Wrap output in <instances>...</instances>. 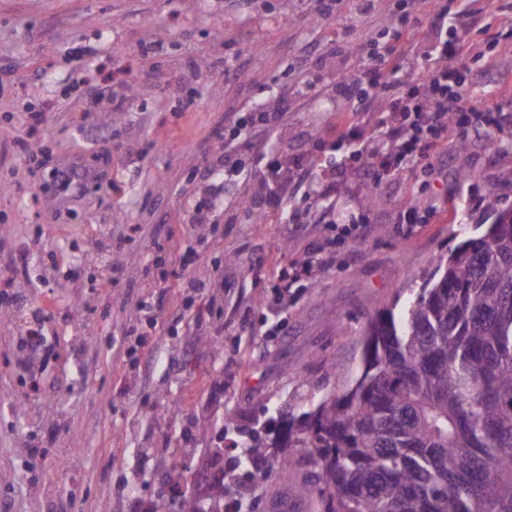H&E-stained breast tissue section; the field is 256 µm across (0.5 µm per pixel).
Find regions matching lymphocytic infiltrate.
Here are the masks:
<instances>
[{
    "mask_svg": "<svg viewBox=\"0 0 512 512\" xmlns=\"http://www.w3.org/2000/svg\"><path fill=\"white\" fill-rule=\"evenodd\" d=\"M391 42L363 53L360 72L337 80V96L352 101L357 111L379 106L382 117L359 154V169L368 187L381 188L388 173L410 159L412 169L433 171L449 136L465 138L470 130L490 125L512 134V111L479 107L466 94L461 68L471 56L467 28L448 29V7L431 16L402 12L392 15ZM295 94L283 89L262 110L249 113L247 123L263 136L284 139ZM312 154L280 153L271 161L274 181L267 193L255 195L258 208L276 204L289 178L306 179Z\"/></svg>",
    "mask_w": 512,
    "mask_h": 512,
    "instance_id": "lymphocytic-infiltrate-1",
    "label": "lymphocytic infiltrate"
}]
</instances>
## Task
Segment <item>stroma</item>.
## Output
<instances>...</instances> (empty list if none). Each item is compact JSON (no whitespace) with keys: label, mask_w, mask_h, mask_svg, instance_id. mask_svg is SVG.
<instances>
[{"label":"stroma","mask_w":512,"mask_h":512,"mask_svg":"<svg viewBox=\"0 0 512 512\" xmlns=\"http://www.w3.org/2000/svg\"><path fill=\"white\" fill-rule=\"evenodd\" d=\"M511 1L450 4L476 18L462 75L481 104L512 108ZM438 6L378 0L363 19L353 0H336L322 19L311 0H0V67L12 75L0 86V512H181L161 478L214 470L215 448L234 455L273 411L305 412L350 387L369 319L475 225L512 210V140L494 127L471 133L463 156L449 141L434 174L406 170L375 191L350 153L379 115L342 126L349 104L329 92L288 115L290 154L311 138L327 146L308 181L264 222L241 221L240 195L259 192L278 150L238 127L241 111L282 84L357 72L353 46L384 43L393 11ZM149 42L155 51L142 53ZM333 42L345 51L327 55ZM255 49L261 64L225 81V62ZM39 111L45 121L30 130ZM230 138L251 176L215 199L216 230L202 240L191 211L210 196L207 171ZM57 167L87 177L63 191L49 178ZM331 180L337 214L366 215L371 230L308 272L309 246L341 226L296 227L287 215ZM415 201L437 213L408 236L396 206ZM284 281L287 301L268 306ZM244 314L246 330L218 335L217 323ZM35 326L49 355L18 347Z\"/></svg>","instance_id":"35a3bbf8"}]
</instances>
